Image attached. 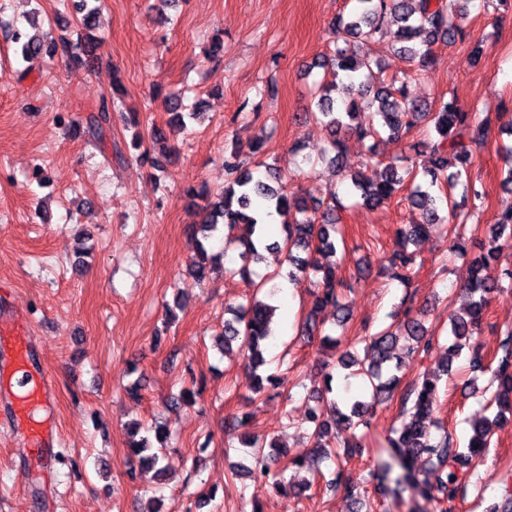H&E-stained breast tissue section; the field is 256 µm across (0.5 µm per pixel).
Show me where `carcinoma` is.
<instances>
[{
  "mask_svg": "<svg viewBox=\"0 0 512 512\" xmlns=\"http://www.w3.org/2000/svg\"><path fill=\"white\" fill-rule=\"evenodd\" d=\"M471 0H349L348 11L332 22L336 40L340 44L330 54L318 57L313 64L321 68L330 79L317 83V111L310 113L328 133L331 162L342 174L348 191L360 199L368 209H377L396 194L406 190L418 218L397 231L395 249L387 257V269L399 281L410 280L414 268V254L408 245L430 235L444 224L461 227L468 218L482 208L485 193L470 181L468 167L476 150L483 147L490 136L491 122L481 119L475 112L463 111L455 97L442 99L433 105L417 102L409 97L407 82L395 78L385 85L374 87L368 82L374 70H382L381 59L372 58L361 50L385 40L411 60L423 67L430 62L433 48L439 43H452L464 37L457 23V12L467 9ZM11 40L20 44L22 59L52 58L56 53L68 54L76 62L89 53V44L62 42L57 45L40 32L28 35L16 28ZM111 103L102 99L97 113L89 117L92 135L102 136L104 126L110 123ZM429 124L436 139L421 141L409 150L430 155L431 166L422 171L400 165L397 157L385 164L380 179H371L363 169L343 172V143L348 136L370 142L387 135L399 141L412 128ZM226 184L217 194L204 189H190L188 207L199 211L200 220L189 230L209 239L219 228H224V247L238 251L243 265L242 275L249 273V265L263 259V251L271 250L284 256L289 265L287 273L278 269L255 285L247 303L230 305L224 310L223 330L216 344L224 352L240 345L245 365L251 372L250 401L265 391V385L279 387L284 378L258 373L265 363L264 352L273 336V316L276 307L265 298L276 295L269 283L286 276L291 284L300 285L309 280L312 288L310 309L300 336L312 341L318 313L331 306L336 309V325L346 326L351 319L348 305L341 302L337 291L336 237L341 235L338 211L344 208L338 195H331L326 203L309 201L288 191L283 183L282 170L271 167L261 177L231 153L224 157ZM272 209L278 215L292 212L293 220L283 227L282 242H264L260 234L262 223L260 208ZM512 232V207L506 209L498 224L490 228L486 239L487 251L476 257L470 265V276L459 287L456 295L460 306L448 313V360L443 375L452 370L455 359L464 349L473 346L479 335L482 318L487 307L499 295L512 289V269L503 271V279L488 280L481 269L494 256L495 240L503 233ZM224 253L208 251L199 246L198 260L191 273L203 280L211 264ZM414 296L406 294L400 302L402 319L398 324L370 335L359 342L364 344L368 362L355 359L348 350L338 356V365L349 370V375L364 378L371 389V403L359 399L334 398L329 373L323 376V386L313 389L309 399L317 403L305 418V431L311 441L310 455L306 459L288 460L286 468H307L312 479L290 487L298 499L308 498L315 487L335 490L349 482L347 461L330 448L332 430L344 427L350 431L345 447H358L355 430L371 426L373 406L397 402L400 427L390 429L386 436L383 456L370 471V477L384 487L392 482L397 487H409L425 498L438 501L441 512H455L456 502L473 472L468 469L473 459L480 458L491 447L495 428L505 415L512 414V328L504 332L500 341L497 365L492 370L490 384L496 385L488 404L496 406L497 413L471 427L465 448L457 446L452 434L431 418L440 404L439 378H414L403 381L405 358L401 355L400 341L407 342V353L421 352L432 343V335L421 320L412 315ZM129 438L128 458L137 462L143 472H154L163 480L166 466L164 457L152 451L153 443L163 444L169 435L168 426L156 424L145 428L138 421L127 424ZM254 466L244 476L263 487L277 491L285 489L281 482H269L271 467L278 458L265 452L275 444L259 435L241 439Z\"/></svg>",
  "mask_w": 512,
  "mask_h": 512,
  "instance_id": "carcinoma-1",
  "label": "carcinoma"
}]
</instances>
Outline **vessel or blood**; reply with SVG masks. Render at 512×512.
Returning <instances> with one entry per match:
<instances>
[{"mask_svg":"<svg viewBox=\"0 0 512 512\" xmlns=\"http://www.w3.org/2000/svg\"><path fill=\"white\" fill-rule=\"evenodd\" d=\"M24 310L7 305L0 294V333H11L9 356L0 362V379L11 408V421L24 446L43 454L59 442L54 421V384L45 372L36 370L31 361V346L24 329Z\"/></svg>","mask_w":512,"mask_h":512,"instance_id":"vessel-or-blood-1","label":"vessel or blood"}]
</instances>
